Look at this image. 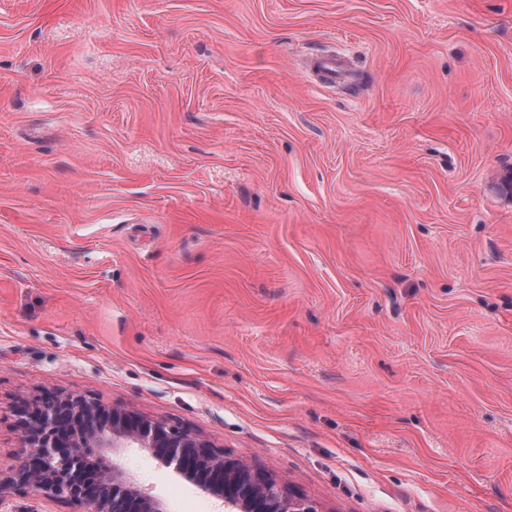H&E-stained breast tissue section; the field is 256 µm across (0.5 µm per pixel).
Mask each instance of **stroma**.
Returning <instances> with one entry per match:
<instances>
[{
    "mask_svg": "<svg viewBox=\"0 0 512 512\" xmlns=\"http://www.w3.org/2000/svg\"><path fill=\"white\" fill-rule=\"evenodd\" d=\"M511 173L512 0H0V470L72 393L318 512H512Z\"/></svg>",
    "mask_w": 512,
    "mask_h": 512,
    "instance_id": "1",
    "label": "stroma"
}]
</instances>
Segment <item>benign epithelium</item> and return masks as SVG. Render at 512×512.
I'll return each mask as SVG.
<instances>
[{
  "label": "benign epithelium",
  "mask_w": 512,
  "mask_h": 512,
  "mask_svg": "<svg viewBox=\"0 0 512 512\" xmlns=\"http://www.w3.org/2000/svg\"><path fill=\"white\" fill-rule=\"evenodd\" d=\"M18 414L22 453L9 472H0V510L16 488L30 487L48 501L67 499L87 512H165L158 499L125 478L110 455L116 448H141L201 489L219 491L229 509L311 512L291 496L287 483L162 421L118 409L104 420L97 403L69 393Z\"/></svg>",
  "instance_id": "7a95c632"
}]
</instances>
